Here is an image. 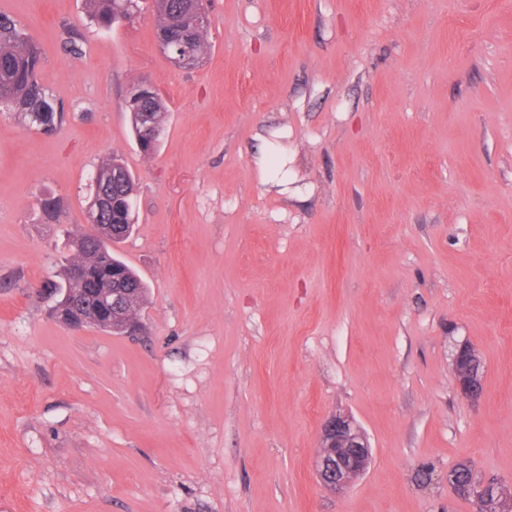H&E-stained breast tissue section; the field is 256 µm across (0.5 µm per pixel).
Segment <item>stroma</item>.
<instances>
[{"instance_id": "obj_1", "label": "stroma", "mask_w": 512, "mask_h": 512, "mask_svg": "<svg viewBox=\"0 0 512 512\" xmlns=\"http://www.w3.org/2000/svg\"><path fill=\"white\" fill-rule=\"evenodd\" d=\"M205 7L183 70L153 0L109 29L83 0H0L66 114L0 113V512H472L461 462L512 491V0ZM142 79L168 107L149 156ZM112 153L138 184L113 246L150 291L134 336L70 331L34 293ZM336 412L372 446L338 493L314 467ZM192 3L191 6V14L195 17L193 21V26L197 27L200 24L209 25V19L207 16V12L204 7L203 0H190ZM203 26L201 28L195 29V45L197 50L202 54L206 55L210 46L207 41V29L208 26ZM194 28H182L179 37L173 40L165 33L157 35L158 48L166 53L172 63L180 69H192L199 65L204 57L197 53L193 39ZM480 358L470 346L460 344L453 358V376L460 393L477 398L482 392Z\"/></svg>"}]
</instances>
